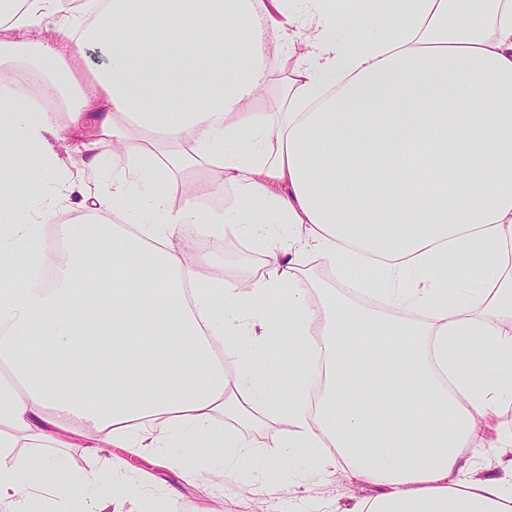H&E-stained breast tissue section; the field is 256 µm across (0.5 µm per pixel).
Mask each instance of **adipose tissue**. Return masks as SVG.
Masks as SVG:
<instances>
[{"label":"adipose tissue","instance_id":"adipose-tissue-1","mask_svg":"<svg viewBox=\"0 0 512 512\" xmlns=\"http://www.w3.org/2000/svg\"><path fill=\"white\" fill-rule=\"evenodd\" d=\"M302 3L0 0V512L152 503L128 459L109 458L105 495L45 452L82 426L215 488L251 484L238 461L272 429L267 512L340 465L378 489L354 512H512V0ZM48 82L65 124L37 102ZM54 137L87 157L50 194ZM187 172L223 206L176 190ZM188 226L246 238L260 266L188 259ZM54 249L47 286L33 272ZM105 252L111 287H82ZM316 258L347 290L308 288ZM355 323L371 331L357 349L341 341ZM275 336L284 370L262 359ZM299 455L312 468L283 473Z\"/></svg>","mask_w":512,"mask_h":512}]
</instances>
